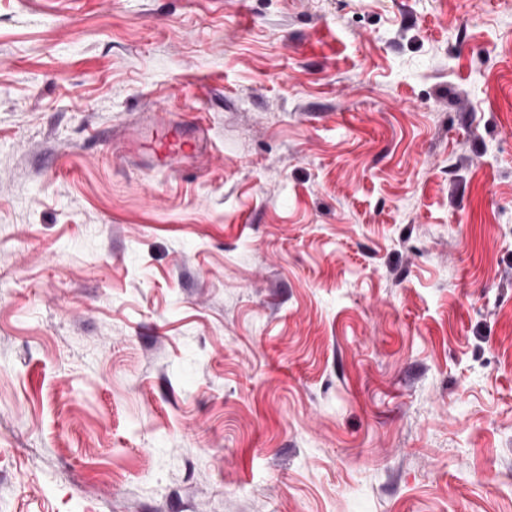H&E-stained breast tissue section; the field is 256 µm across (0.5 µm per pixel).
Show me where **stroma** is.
<instances>
[{
    "label": "stroma",
    "instance_id": "1",
    "mask_svg": "<svg viewBox=\"0 0 512 512\" xmlns=\"http://www.w3.org/2000/svg\"><path fill=\"white\" fill-rule=\"evenodd\" d=\"M0 512H512V0H0ZM169 116L168 110L159 108L147 118L145 127H123L119 134L114 132L112 152L125 156L130 142L141 130L147 128L152 135L148 147L156 155L159 169L179 172L181 163L189 157L196 159L202 153V147L199 137L185 136L180 127L170 124Z\"/></svg>",
    "mask_w": 512,
    "mask_h": 512
}]
</instances>
